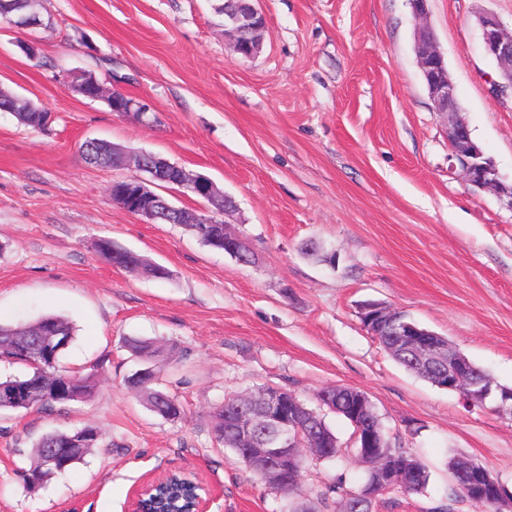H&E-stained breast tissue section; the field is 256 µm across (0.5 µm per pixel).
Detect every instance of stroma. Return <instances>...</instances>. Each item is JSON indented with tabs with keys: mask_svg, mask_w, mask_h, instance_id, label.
<instances>
[{
	"mask_svg": "<svg viewBox=\"0 0 512 512\" xmlns=\"http://www.w3.org/2000/svg\"><path fill=\"white\" fill-rule=\"evenodd\" d=\"M215 0H37L42 24L0 18V87L47 110L44 129L0 110V323L55 314L75 339L60 363L94 375L63 409L0 411V512H128L133 492L167 471L192 472L208 512H287L217 442L212 411L260 386L308 404L329 386L363 391L385 430L431 477L391 492L375 512H428L446 501L448 462L488 468L512 493V420L494 400L466 403L398 364L359 319L385 303L448 338L512 387V209L452 169L448 131L413 51L409 0H259L261 52L234 53ZM430 23L463 117L512 180V97L495 94L478 13L512 23V0H430ZM34 43L35 56L22 44ZM73 71L147 102L153 122L67 90ZM103 139L162 154L208 176L237 203L226 223L254 261L237 263L184 225L151 224L113 202L125 168L97 167L79 146ZM109 239L163 266L159 279L113 267ZM335 253V266L302 251ZM129 338L172 347L159 366L187 408L171 422L125 384L141 366ZM96 427L84 462L30 488L22 479L45 434ZM353 457L307 460L301 502Z\"/></svg>",
	"mask_w": 512,
	"mask_h": 512,
	"instance_id": "1",
	"label": "stroma"
}]
</instances>
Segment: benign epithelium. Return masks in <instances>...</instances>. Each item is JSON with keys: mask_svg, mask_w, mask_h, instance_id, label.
<instances>
[{"mask_svg": "<svg viewBox=\"0 0 512 512\" xmlns=\"http://www.w3.org/2000/svg\"><path fill=\"white\" fill-rule=\"evenodd\" d=\"M411 5L417 22L414 49L435 111L446 119L448 125V145L451 158L455 160L453 167L459 169L468 186L493 193L512 209V182L508 183L502 178L495 163L471 139L469 127L460 117L454 84L428 23V0H411ZM232 24L240 29L254 31L255 37V41L247 45H233L234 51L246 59L256 56L261 50L259 34L266 26L265 16L257 8L256 0H246L245 9L233 17ZM478 25L483 52L497 66L498 79L493 81L495 90L502 95L512 92V26L505 25L493 12L479 15ZM118 111L132 112L146 118L150 113V105L127 95ZM112 166L132 168L135 171L134 175L112 183V200L127 212L149 223L163 219L171 224H221L223 220L220 212L233 207L232 200L226 197L224 207L217 208L215 212L193 211L178 207L157 193L163 184L173 183L185 195H196L209 202L216 197V187L208 177L191 173L167 159L149 157L142 152L129 154L121 150L112 156ZM360 315L368 334L373 337L382 333L395 336L413 360L435 366L437 385L448 391L459 392L470 400L487 395L485 390L479 389V385L472 381L470 363L461 352L435 343L431 339L432 332L405 320L398 310L375 302L360 308ZM351 400L353 412L349 420L358 440L359 461H375L386 447L385 438L378 430L366 428L359 419L361 409L368 402L366 394L354 389L351 391ZM284 404L283 390L279 387L266 388L258 396L238 404V407L246 408L249 413L253 407H258L259 417L268 427L267 431L259 433L251 416L242 419L241 438L248 444L243 449L245 461L265 478L282 486L288 480V453L305 444L301 425L285 413ZM455 474L462 479L476 478L488 484L495 483L489 470L472 460L460 461ZM172 477L170 472L162 473L146 481L136 490L130 512H149L146 497Z\"/></svg>", "mask_w": 512, "mask_h": 512, "instance_id": "obj_1", "label": "benign epithelium"}]
</instances>
